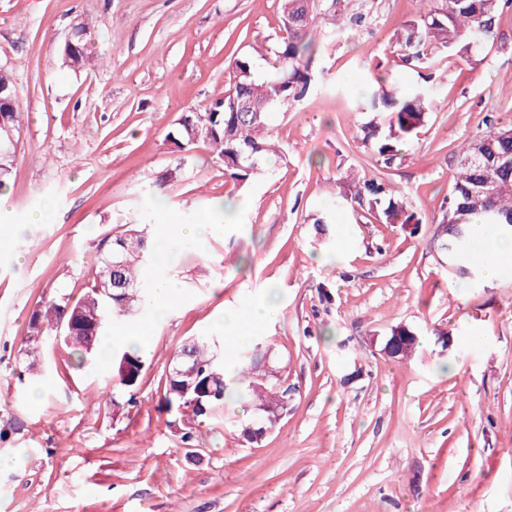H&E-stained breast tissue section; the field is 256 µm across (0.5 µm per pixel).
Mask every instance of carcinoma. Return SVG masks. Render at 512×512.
Instances as JSON below:
<instances>
[{
	"label": "carcinoma",
	"instance_id": "cac0c4a2",
	"mask_svg": "<svg viewBox=\"0 0 512 512\" xmlns=\"http://www.w3.org/2000/svg\"><path fill=\"white\" fill-rule=\"evenodd\" d=\"M512 0H419L417 18L405 21L397 30V39L406 50L405 62L429 68L437 55L448 50H470L493 33L496 17ZM283 32L274 50V71L258 74L252 59L235 61L236 81L232 95L216 99L201 112H187L180 119V138L187 145L203 141L213 148L224 164V174L246 180L259 173L269 151L264 133L268 114L277 105L302 100L312 84L311 61L317 53L308 31L321 18V0H282ZM77 49L62 53L64 64L83 68L90 63L84 29L74 38ZM388 76L377 74L378 89L358 104V109L374 112L379 120L370 128L378 155L385 165L396 159L398 146L417 137L425 125L433 103L432 88L421 84L388 92L383 85ZM246 104V111L234 112L229 100ZM18 90L12 76L0 70V186L11 174V137L20 128ZM478 154L482 167L460 164L446 201L442 223L448 234V260L459 276L476 279L481 267L469 263L481 227L490 225L506 236L512 235V125L491 124L484 135L462 148V156ZM339 195L368 205L370 214L381 224H417L419 219L406 205L395 200L384 181L369 179L345 183ZM480 218L481 224L473 223ZM163 243L150 237L148 228L128 224L115 236L101 239L95 270L80 298L58 294L35 310L29 319V336L24 355L37 357L41 350L60 346L67 350V364L73 370L84 367L97 353L109 323L125 320L153 307L152 292L143 287L146 273L159 265ZM118 267H113V264ZM78 327L77 338L66 341L56 329ZM92 325L91 345L81 340L83 326ZM250 356L229 354L217 347L212 336L198 337L188 344L191 364L206 380L216 373L210 393L199 395L197 386L181 388L164 378L159 383L158 407L178 415L172 425L181 431L187 448L198 443L199 427L224 408L232 396L250 398L256 409L271 407L284 413L288 389L268 380L259 381L254 368L266 345L260 336L247 339ZM114 378L128 392H134L143 378L145 363L133 344L112 347Z\"/></svg>",
	"mask_w": 512,
	"mask_h": 512
}]
</instances>
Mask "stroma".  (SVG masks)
I'll list each match as a JSON object with an SVG mask.
<instances>
[{
    "label": "stroma",
    "mask_w": 512,
    "mask_h": 512,
    "mask_svg": "<svg viewBox=\"0 0 512 512\" xmlns=\"http://www.w3.org/2000/svg\"><path fill=\"white\" fill-rule=\"evenodd\" d=\"M341 6L364 7L366 24L339 30L324 8L312 89L268 121L281 155L239 183L208 145L173 138L184 113L223 97L237 58L270 56L279 0H0V67L21 113L12 207L0 212V418L26 423L0 446L12 462L0 512H512V271L456 276L440 224L461 144L512 124V6L488 40L429 70L406 67L393 35L413 0ZM82 25L93 61L75 70L60 50ZM347 70L358 85L342 81ZM376 71L434 90L389 166L356 108ZM174 168L181 178L167 182ZM348 176L386 181L418 225L346 201L320 235L322 201ZM222 200L236 204L223 237L152 272L179 293L166 316L133 319L146 331L136 405L96 365L20 383L32 311L82 294L102 238L144 224L163 240ZM45 207V222H28ZM271 288L276 317L248 330L272 347L287 413L253 443L240 427L255 407L229 401L188 451L157 410L161 376L194 337L238 350L224 310L248 312ZM398 325L419 339L407 360L383 352Z\"/></svg>",
    "instance_id": "stroma-1"
}]
</instances>
